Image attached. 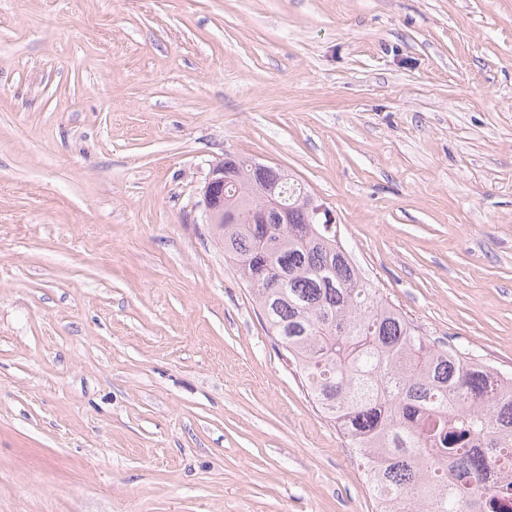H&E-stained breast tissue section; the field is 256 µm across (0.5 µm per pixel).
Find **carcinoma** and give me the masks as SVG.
<instances>
[{
  "instance_id": "1",
  "label": "carcinoma",
  "mask_w": 512,
  "mask_h": 512,
  "mask_svg": "<svg viewBox=\"0 0 512 512\" xmlns=\"http://www.w3.org/2000/svg\"><path fill=\"white\" fill-rule=\"evenodd\" d=\"M285 224H253L269 191ZM305 187L224 156V256L392 512H512V376L437 344L379 296ZM240 216L231 222L232 215Z\"/></svg>"
}]
</instances>
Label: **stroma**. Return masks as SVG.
Returning a JSON list of instances; mask_svg holds the SVG:
<instances>
[{
    "label": "stroma",
    "mask_w": 512,
    "mask_h": 512,
    "mask_svg": "<svg viewBox=\"0 0 512 512\" xmlns=\"http://www.w3.org/2000/svg\"><path fill=\"white\" fill-rule=\"evenodd\" d=\"M227 153L512 374V0H0V512H375L204 222Z\"/></svg>",
    "instance_id": "stroma-1"
}]
</instances>
